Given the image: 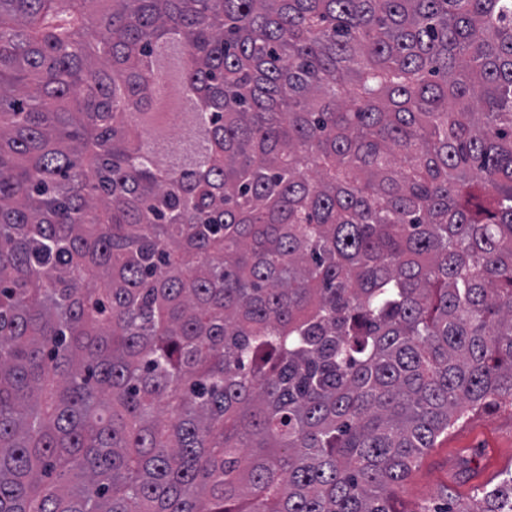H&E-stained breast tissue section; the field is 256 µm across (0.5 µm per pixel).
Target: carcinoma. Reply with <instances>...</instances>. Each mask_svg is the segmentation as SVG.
Segmentation results:
<instances>
[{
    "label": "carcinoma",
    "mask_w": 512,
    "mask_h": 512,
    "mask_svg": "<svg viewBox=\"0 0 512 512\" xmlns=\"http://www.w3.org/2000/svg\"><path fill=\"white\" fill-rule=\"evenodd\" d=\"M490 401L512 0H0V512H396Z\"/></svg>",
    "instance_id": "cac0c4a2"
}]
</instances>
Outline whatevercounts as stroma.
I'll return each mask as SVG.
<instances>
[{
  "label": "stroma",
  "instance_id": "35a3bbf8",
  "mask_svg": "<svg viewBox=\"0 0 512 512\" xmlns=\"http://www.w3.org/2000/svg\"><path fill=\"white\" fill-rule=\"evenodd\" d=\"M473 456L479 471L499 474L512 467V406L494 403L466 412L420 460L397 492L399 512L422 505L445 506L470 497L474 482L463 481L458 463Z\"/></svg>",
  "mask_w": 512,
  "mask_h": 512
}]
</instances>
